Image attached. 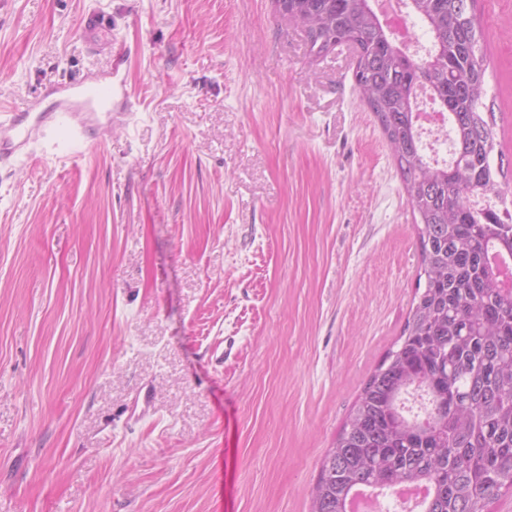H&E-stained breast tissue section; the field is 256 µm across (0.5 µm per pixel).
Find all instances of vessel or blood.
<instances>
[{
    "label": "vessel or blood",
    "instance_id": "obj_1",
    "mask_svg": "<svg viewBox=\"0 0 512 512\" xmlns=\"http://www.w3.org/2000/svg\"><path fill=\"white\" fill-rule=\"evenodd\" d=\"M112 95L108 83H71L63 87L56 112L37 115L28 122L14 116L0 120V160L25 153L49 128L66 137L87 134L92 121L90 106L110 104Z\"/></svg>",
    "mask_w": 512,
    "mask_h": 512
}]
</instances>
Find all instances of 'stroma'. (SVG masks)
Returning <instances> with one entry per match:
<instances>
[{
  "label": "stroma",
  "mask_w": 512,
  "mask_h": 512,
  "mask_svg": "<svg viewBox=\"0 0 512 512\" xmlns=\"http://www.w3.org/2000/svg\"><path fill=\"white\" fill-rule=\"evenodd\" d=\"M476 15L512 183V0ZM354 64L272 0H0V109L114 88L0 162V512H310L421 267Z\"/></svg>",
  "instance_id": "1"
}]
</instances>
